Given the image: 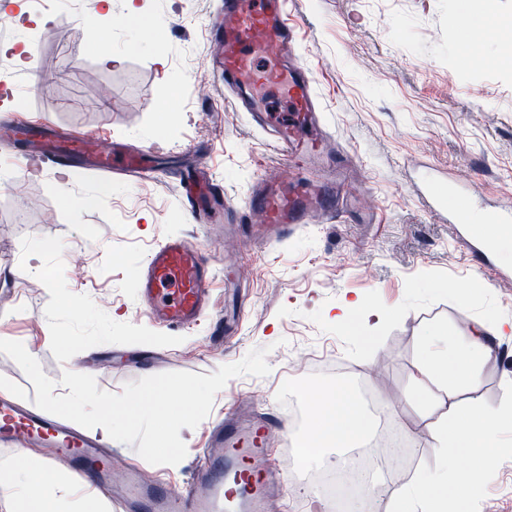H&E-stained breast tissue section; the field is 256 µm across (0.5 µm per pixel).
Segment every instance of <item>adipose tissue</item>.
I'll return each mask as SVG.
<instances>
[{
    "instance_id": "ef3b65f1",
    "label": "adipose tissue",
    "mask_w": 512,
    "mask_h": 512,
    "mask_svg": "<svg viewBox=\"0 0 512 512\" xmlns=\"http://www.w3.org/2000/svg\"><path fill=\"white\" fill-rule=\"evenodd\" d=\"M422 345L421 373L442 395L437 398L424 390L418 402L436 416L429 428L435 448L441 456L456 457L459 464L454 472L438 467L395 488L393 512H446L450 507L465 512L475 482L486 481L492 473L500 434H512V392L501 409L482 408L470 415L461 413L453 400L454 388L476 381L490 355L483 326L451 333L433 325L425 330ZM317 402L316 422L305 435L314 461H327L334 448H356L373 434V418L358 406L348 389H330ZM63 487L64 479L56 470L42 469L23 453L0 467V495L14 499L18 512H60L56 493Z\"/></svg>"
}]
</instances>
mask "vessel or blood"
Returning a JSON list of instances; mask_svg holds the SVG:
<instances>
[{"mask_svg": "<svg viewBox=\"0 0 512 512\" xmlns=\"http://www.w3.org/2000/svg\"><path fill=\"white\" fill-rule=\"evenodd\" d=\"M210 34L212 42L223 48L213 66L222 72L225 89L255 125L275 127L272 145L279 165L304 163L315 168L311 177L275 172L251 185L240 221L251 227L252 241L268 243L288 237L305 224L333 223L335 202L347 194V182L336 172L350 169L352 158L340 154L334 170L320 166L330 131L311 68L287 66L298 44L288 0H224ZM259 87L287 97L290 112L285 120L273 121L265 112L261 99L252 94ZM22 132L31 161L50 158L64 167L76 160L135 183L153 176L151 167L127 153L120 142L47 123L24 126ZM199 182L204 185V197L186 196L187 211L195 220L200 217L202 199L224 197L223 185L205 179L200 170L182 184L189 187ZM423 193L435 208L448 210L447 188L429 184ZM456 198L459 205L448 210V220L455 224L458 237L468 242L470 260L476 265L492 254L495 240L471 227V195L460 191ZM478 216L498 234L512 235L511 209H488ZM214 278V267L196 243L165 238L146 256L139 278V303L154 323L181 332L204 317ZM278 425L274 414L249 419L237 414L214 421L203 447L195 451L191 480L178 488L161 476L146 475L137 465L127 467L121 479H114L112 454L106 451L105 440L68 428L39 407L0 398V448H41V461L48 468L57 459H68L79 483L111 493L117 512H266L279 476L263 465L264 437Z\"/></svg>", "mask_w": 512, "mask_h": 512, "instance_id": "b4317fda", "label": "vessel or blood"}]
</instances>
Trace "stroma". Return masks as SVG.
Masks as SVG:
<instances>
[{
	"label": "stroma",
	"mask_w": 512,
	"mask_h": 512,
	"mask_svg": "<svg viewBox=\"0 0 512 512\" xmlns=\"http://www.w3.org/2000/svg\"><path fill=\"white\" fill-rule=\"evenodd\" d=\"M146 23L126 16L125 0H53L32 11L28 0H0L12 13L0 25V126L40 120L75 132H100L149 151L160 177L131 183L84 168L61 173L52 163L18 161L23 146L0 139V339L22 342L44 374L61 380L81 370L99 389L121 392L158 372L208 375L268 348L267 376L241 375L215 397L210 419L235 401L252 414L290 401L307 404L340 383L368 389L404 413L415 449L408 478L439 466L427 436L432 415L408 395L421 381V337L428 325L455 332L489 324L492 355L478 380L458 390L461 408L498 406L512 390V280L497 268L474 269L447 213L432 212L418 187L429 176L470 181L489 208L512 205V67L500 61V38L464 29L479 19L471 0H292L300 52L314 70L332 148L361 161L335 224H309L267 248L242 237L224 211L211 224L186 214L178 177L206 165L233 204L276 164L265 135L219 76L210 72V20L220 0H139ZM96 23L120 64L99 62L81 44L80 21ZM27 39L16 59L9 47ZM486 63L472 67L471 54ZM98 195L95 206L79 201ZM73 206H64V197ZM196 242L219 276L209 310L224 318V339L205 327L174 333L138 305L141 263L167 237ZM59 244L35 260L33 243ZM469 281L470 296L454 286ZM382 306L392 315L371 333L348 332L331 316L344 300ZM311 359L298 365L300 356ZM468 512H512V446Z\"/></svg>",
	"instance_id": "1"
}]
</instances>
